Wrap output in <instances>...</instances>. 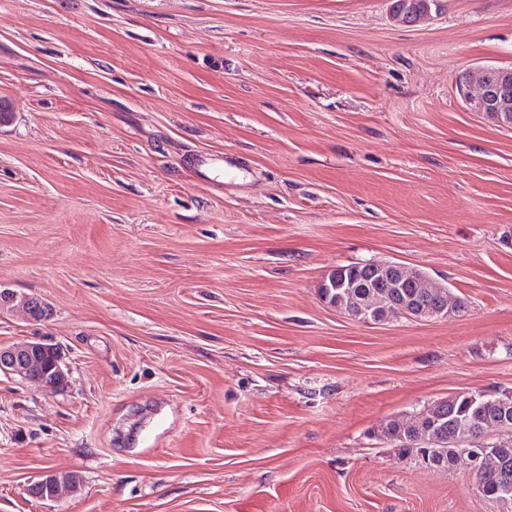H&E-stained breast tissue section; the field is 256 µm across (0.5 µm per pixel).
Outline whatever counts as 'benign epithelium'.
Here are the masks:
<instances>
[{
  "label": "benign epithelium",
  "mask_w": 512,
  "mask_h": 512,
  "mask_svg": "<svg viewBox=\"0 0 512 512\" xmlns=\"http://www.w3.org/2000/svg\"><path fill=\"white\" fill-rule=\"evenodd\" d=\"M458 92L472 112H482L498 125L512 128V67L479 66L463 73L456 83ZM365 270L347 271L336 267L323 278L322 299L337 310L363 324L390 321L392 312L415 318H446L455 298L446 287L437 285L423 271L401 263L369 262ZM385 289V299L374 301L362 289L367 284ZM0 297L20 301L30 320L42 321L48 316L47 305L38 297L1 289ZM68 365L65 353L56 344L41 339L0 347V374L34 382L44 389L56 390L66 382ZM502 406L498 431L512 430V391L492 393ZM35 485L42 486L46 498L54 500L69 489L67 479L59 471L43 473Z\"/></svg>",
  "instance_id": "benign-epithelium-1"
}]
</instances>
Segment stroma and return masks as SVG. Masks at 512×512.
<instances>
[{
    "mask_svg": "<svg viewBox=\"0 0 512 512\" xmlns=\"http://www.w3.org/2000/svg\"><path fill=\"white\" fill-rule=\"evenodd\" d=\"M512 67V0H0V512H512L381 437L512 390V130L467 111ZM241 158L201 177L193 152ZM426 272L455 316L358 323L322 278ZM48 470L76 491L28 492ZM0 297L13 302L20 300V306L17 309H21L32 321H42L48 316L47 305L34 295L19 294L11 290L1 289ZM65 353L45 340L0 347V374L34 382L40 388L59 389L69 371Z\"/></svg>",
    "mask_w": 512,
    "mask_h": 512,
    "instance_id": "obj_1",
    "label": "stroma"
}]
</instances>
